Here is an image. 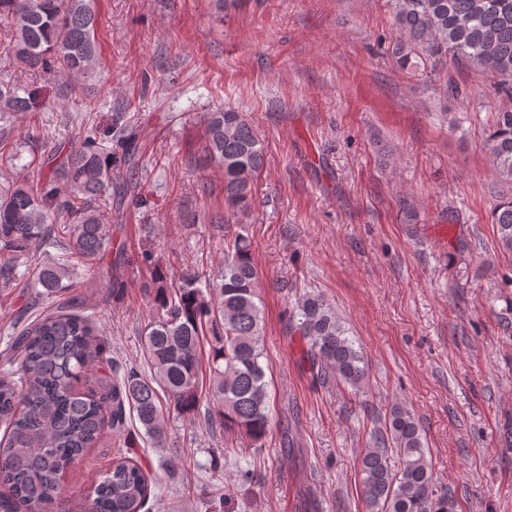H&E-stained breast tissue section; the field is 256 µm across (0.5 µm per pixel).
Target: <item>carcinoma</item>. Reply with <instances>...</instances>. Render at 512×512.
Instances as JSON below:
<instances>
[{
  "label": "carcinoma",
  "mask_w": 512,
  "mask_h": 512,
  "mask_svg": "<svg viewBox=\"0 0 512 512\" xmlns=\"http://www.w3.org/2000/svg\"><path fill=\"white\" fill-rule=\"evenodd\" d=\"M397 35L391 54L402 69L436 70L451 58L500 78L512 97V0H391ZM97 0H0V35L10 62L30 73L65 80L69 95L85 99V82L102 65ZM0 112L32 114L30 98L0 81ZM199 167L224 170V223L251 210L266 165L267 148L253 123L232 107L208 113ZM492 169L512 182V109L496 113L488 138ZM141 155L136 135L117 128L107 138L89 128L44 177L39 191L12 182L0 187V288L21 279L20 266L37 253L58 250L41 263L31 286L53 311L6 337L0 352V484L10 498L5 512L46 508L61 494L65 469L101 440L104 429L124 431L126 410L136 412L143 435L166 445L161 396L177 416L236 431L262 447L272 422L266 380L262 276L245 225L224 237L221 266L212 276L185 271L175 283L153 274L147 287L161 313L143 331L151 368L112 367L95 378L103 344L92 319L77 310L72 271L91 270L111 243L97 203L126 176V194L109 200L120 217L135 196ZM502 249L512 253V198L491 213ZM291 324L303 356L323 384L354 392L368 378V361L349 329L320 293L292 306ZM85 383V389L77 385ZM211 404L201 413L202 401ZM398 467H392L388 448ZM366 512H449L448 496L435 493L431 456L418 420L392 406L375 446L358 459ZM151 495L142 468L118 459L94 486L83 512H141Z\"/></svg>",
  "instance_id": "1"
}]
</instances>
